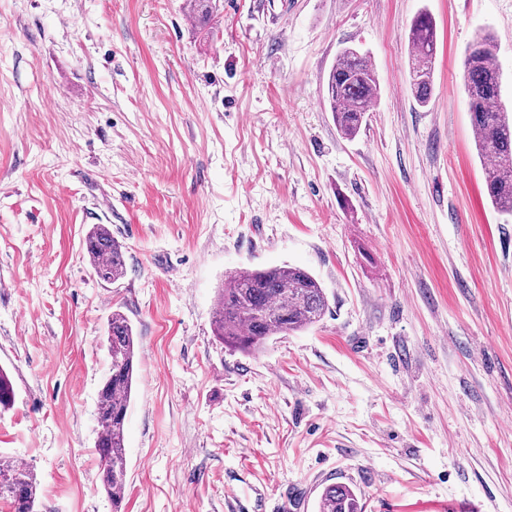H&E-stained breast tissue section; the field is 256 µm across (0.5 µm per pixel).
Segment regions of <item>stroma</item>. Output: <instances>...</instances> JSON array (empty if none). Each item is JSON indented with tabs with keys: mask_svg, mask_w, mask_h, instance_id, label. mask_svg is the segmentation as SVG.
Wrapping results in <instances>:
<instances>
[{
	"mask_svg": "<svg viewBox=\"0 0 512 512\" xmlns=\"http://www.w3.org/2000/svg\"><path fill=\"white\" fill-rule=\"evenodd\" d=\"M437 33L417 105L409 30ZM0 0V455L43 512H112L96 409L120 310L139 346L122 512H512V216L462 89L512 0ZM380 89L351 139L323 104L344 47ZM95 224L126 247L97 279ZM310 272L329 310L255 354L213 334L229 273ZM84 250L96 277L103 282L113 283L126 271L124 247L105 224H95L89 229ZM318 512H364L357 491L345 484L325 487L318 503Z\"/></svg>",
	"mask_w": 512,
	"mask_h": 512,
	"instance_id": "stroma-1",
	"label": "stroma"
}]
</instances>
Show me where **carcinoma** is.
Listing matches in <instances>:
<instances>
[{"label": "carcinoma", "instance_id": "carcinoma-1", "mask_svg": "<svg viewBox=\"0 0 512 512\" xmlns=\"http://www.w3.org/2000/svg\"><path fill=\"white\" fill-rule=\"evenodd\" d=\"M411 80L416 102L425 106L433 93L437 35L432 17L419 13L412 22ZM479 48L464 59L463 88L471 122L476 131L478 155L485 161V185L494 208L512 215V113L502 102L500 71L494 62L493 40L486 35ZM325 103L336 129L347 139L356 137L379 93L374 66L367 54L351 47L336 57L326 80ZM85 253L96 277L106 283L119 280L126 271L122 244L106 224H95L85 237ZM328 311V300L318 280L300 267L279 266L236 271L224 279L216 303V336L244 353L264 346L273 336L308 328ZM108 373L97 404L95 448L100 466L109 468L103 486L119 509L124 496L126 457L125 428L137 361V342L129 319L112 311L107 323ZM15 390L7 372L0 369V410L8 409ZM19 479L22 507L12 512H39L34 473L0 458V477ZM318 512H364L357 491L345 484L325 487Z\"/></svg>", "mask_w": 512, "mask_h": 512}]
</instances>
